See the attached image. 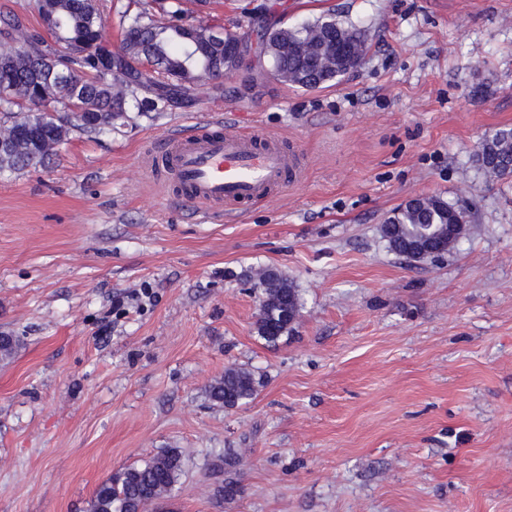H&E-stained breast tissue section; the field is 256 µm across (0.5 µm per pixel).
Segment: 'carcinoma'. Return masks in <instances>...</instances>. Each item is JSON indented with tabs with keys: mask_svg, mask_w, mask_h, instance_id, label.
<instances>
[{
	"mask_svg": "<svg viewBox=\"0 0 512 512\" xmlns=\"http://www.w3.org/2000/svg\"><path fill=\"white\" fill-rule=\"evenodd\" d=\"M39 16L49 19V35L66 45L60 53L42 35L32 32L17 13L0 17V131L17 134L22 127L42 132L63 144L75 132L112 130L128 112L132 97L141 112H159L173 95L185 94L201 80L223 77L222 49L212 42L214 25L183 20L180 0L156 10L149 0H134L120 12L122 45L112 49L104 38L107 20L100 0H46L38 4ZM254 32L269 33L268 53L257 48V76L271 75L304 90H314L346 74L353 65L334 61L327 42L366 49V30L327 17L302 27L256 24ZM64 82L68 95L54 98ZM54 99L53 109L44 101ZM53 153L24 142L0 155V175L36 168ZM479 168L496 176L512 174V131L504 128L484 139L475 154ZM467 223V212L440 197H419L395 209L382 225L390 251L411 258L407 245L436 237L450 224ZM258 286L265 301L259 304L257 336L275 345L288 335L304 306L300 291L274 270L261 276ZM261 385L244 368H229L207 389L209 400L226 409L249 404ZM233 458L226 454L212 464L208 476L221 483L224 496L239 493L232 477ZM185 472L182 454L166 448L149 460L127 466L103 481L88 503L87 512H175L173 491Z\"/></svg>",
	"mask_w": 512,
	"mask_h": 512,
	"instance_id": "obj_1",
	"label": "carcinoma"
}]
</instances>
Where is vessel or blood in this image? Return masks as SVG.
I'll list each match as a JSON object with an SVG mask.
<instances>
[{"label": "vessel or blood", "instance_id": "b4317fda", "mask_svg": "<svg viewBox=\"0 0 512 512\" xmlns=\"http://www.w3.org/2000/svg\"><path fill=\"white\" fill-rule=\"evenodd\" d=\"M145 161L155 176L174 174L184 198L229 215L266 201L306 173L301 149L217 120L199 123L190 134L169 133L150 146Z\"/></svg>", "mask_w": 512, "mask_h": 512}]
</instances>
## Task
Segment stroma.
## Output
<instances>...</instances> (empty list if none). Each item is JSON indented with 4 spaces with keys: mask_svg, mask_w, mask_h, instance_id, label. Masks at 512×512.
Instances as JSON below:
<instances>
[{
    "mask_svg": "<svg viewBox=\"0 0 512 512\" xmlns=\"http://www.w3.org/2000/svg\"><path fill=\"white\" fill-rule=\"evenodd\" d=\"M188 21L248 32L328 15L367 32L357 68L305 91L269 80L73 134L0 179V512H85L98 485L165 448L176 512H512V176L474 153L512 127V0H211ZM228 116L297 143L302 183L219 221L162 192L143 147ZM468 213L416 262L380 233L414 197ZM304 307L270 347L261 269ZM230 367L261 380L227 410ZM235 459L240 492L207 472ZM261 385L255 375L244 368H229L224 376L211 383L207 389L209 400L224 409H235L248 405Z\"/></svg>",
    "mask_w": 512,
    "mask_h": 512,
    "instance_id": "obj_1",
    "label": "stroma"
}]
</instances>
